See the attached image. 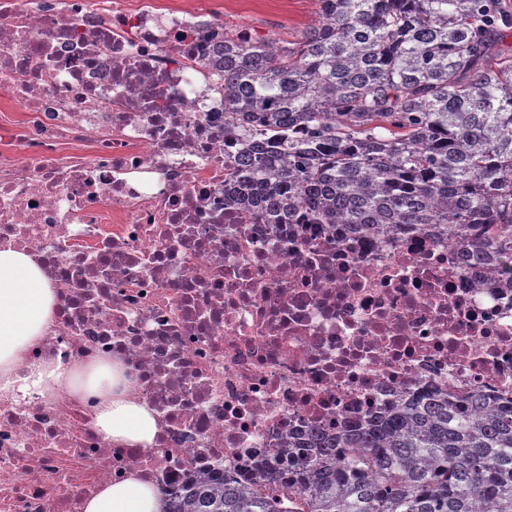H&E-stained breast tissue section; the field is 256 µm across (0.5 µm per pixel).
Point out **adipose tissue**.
Returning a JSON list of instances; mask_svg holds the SVG:
<instances>
[{
	"instance_id": "ef3b65f1",
	"label": "adipose tissue",
	"mask_w": 512,
	"mask_h": 512,
	"mask_svg": "<svg viewBox=\"0 0 512 512\" xmlns=\"http://www.w3.org/2000/svg\"><path fill=\"white\" fill-rule=\"evenodd\" d=\"M58 297L35 256L9 247L0 249V398L23 400L60 391L97 397L93 424L119 450H151L158 422L154 411L129 391V380L117 363L99 362L89 372L61 360L31 361L55 321ZM160 491L138 472L102 485L88 498L83 512H162Z\"/></svg>"
}]
</instances>
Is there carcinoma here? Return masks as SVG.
Here are the masks:
<instances>
[{"instance_id": "carcinoma-1", "label": "carcinoma", "mask_w": 512, "mask_h": 512, "mask_svg": "<svg viewBox=\"0 0 512 512\" xmlns=\"http://www.w3.org/2000/svg\"><path fill=\"white\" fill-rule=\"evenodd\" d=\"M294 41L218 20L224 191L288 224L436 226L512 275V0H317ZM242 484L201 474L162 512H512V399L424 390L288 441Z\"/></svg>"}]
</instances>
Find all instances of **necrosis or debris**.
<instances>
[{
  "instance_id": "obj_1",
  "label": "necrosis or debris",
  "mask_w": 512,
  "mask_h": 512,
  "mask_svg": "<svg viewBox=\"0 0 512 512\" xmlns=\"http://www.w3.org/2000/svg\"><path fill=\"white\" fill-rule=\"evenodd\" d=\"M202 15L155 0H0V246L61 314L35 358L104 359L161 427L112 447L95 399H0V512H81L138 470L254 479L288 438L428 386L512 398V278L434 230L259 224L224 195V94Z\"/></svg>"
}]
</instances>
